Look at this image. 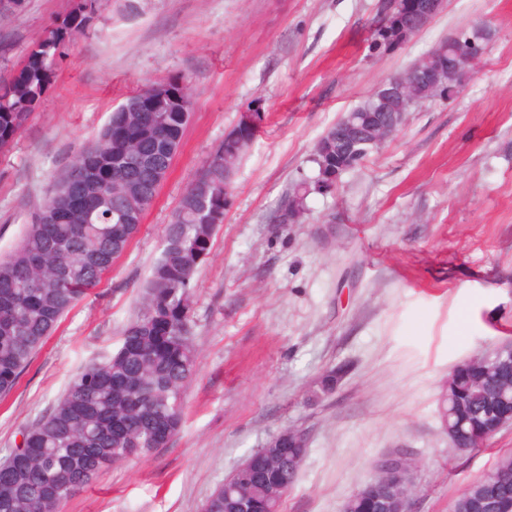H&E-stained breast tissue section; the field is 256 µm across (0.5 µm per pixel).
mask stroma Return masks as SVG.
Wrapping results in <instances>:
<instances>
[{
    "instance_id": "stroma-1",
    "label": "stroma",
    "mask_w": 512,
    "mask_h": 512,
    "mask_svg": "<svg viewBox=\"0 0 512 512\" xmlns=\"http://www.w3.org/2000/svg\"><path fill=\"white\" fill-rule=\"evenodd\" d=\"M70 0H25L0 17L9 66ZM385 0H102L10 150L0 153V255L74 153L148 84L191 101L182 145L141 230L0 399V461L88 361L117 350L163 230L210 153L261 112L192 295L198 371L173 443L110 467L62 512H201L246 458L285 428L308 454L283 512H341L414 460L413 512H451L461 489L512 448H454L439 393L453 367L512 338V0H446L400 49H368ZM495 31L453 99L412 109L383 147L311 195L299 224L268 218L311 176L318 139L384 80L478 22ZM339 369L333 393L323 374Z\"/></svg>"
}]
</instances>
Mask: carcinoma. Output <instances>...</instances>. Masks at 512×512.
Returning a JSON list of instances; mask_svg holds the SVG:
<instances>
[{
	"label": "carcinoma",
	"instance_id": "carcinoma-1",
	"mask_svg": "<svg viewBox=\"0 0 512 512\" xmlns=\"http://www.w3.org/2000/svg\"><path fill=\"white\" fill-rule=\"evenodd\" d=\"M99 0H72L0 81V152L24 130L51 88L59 61L84 33ZM403 0H388L372 28L375 49L386 16ZM166 94L161 121L140 112L136 93L112 112L92 143L72 159L49 198L0 260V397L7 396L76 301L96 288L140 231L191 119L189 96L177 81L151 84ZM243 120L214 150L183 193L139 306L122 331L121 346L80 370L49 413L26 429L24 443L0 463V512H61L63 503L112 465L165 448L180 430L183 389L196 371L192 290L229 202L235 164L252 143ZM336 127L318 140L309 162L314 175L296 183L271 217H302L307 199L336 186ZM512 358V341L477 355L448 376L440 405L445 432L463 451H478L509 420L512 402L499 392L512 375L499 371ZM265 478L234 485L233 495L280 509L299 466L264 448ZM452 512H512V449L462 489Z\"/></svg>",
	"mask_w": 512,
	"mask_h": 512
}]
</instances>
